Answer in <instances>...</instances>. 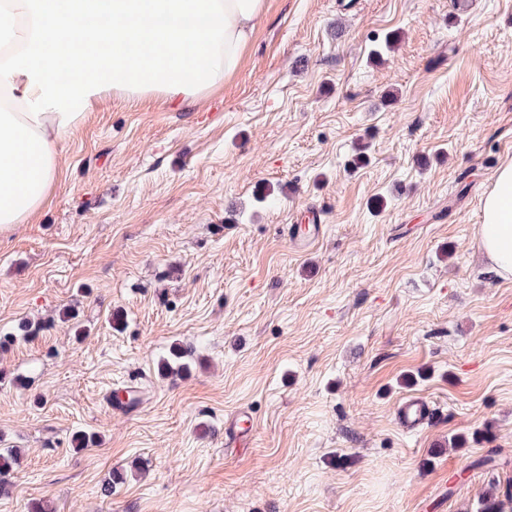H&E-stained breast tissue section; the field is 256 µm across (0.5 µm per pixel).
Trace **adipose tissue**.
I'll use <instances>...</instances> for the list:
<instances>
[{
	"label": "adipose tissue",
	"mask_w": 512,
	"mask_h": 512,
	"mask_svg": "<svg viewBox=\"0 0 512 512\" xmlns=\"http://www.w3.org/2000/svg\"><path fill=\"white\" fill-rule=\"evenodd\" d=\"M265 0H0V230L47 201L58 145L108 91L192 106L234 74ZM478 240L512 277V164Z\"/></svg>",
	"instance_id": "1"
}]
</instances>
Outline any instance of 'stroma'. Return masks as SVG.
Wrapping results in <instances>:
<instances>
[{"label":"stroma","instance_id":"1","mask_svg":"<svg viewBox=\"0 0 512 512\" xmlns=\"http://www.w3.org/2000/svg\"><path fill=\"white\" fill-rule=\"evenodd\" d=\"M452 2L266 0L199 105L107 92L65 136L47 205L0 232V512H475L512 486V278L477 242L512 0ZM312 209L303 255L284 228ZM176 344L191 369L161 377ZM130 382L144 406L112 413ZM413 393L438 413L407 434ZM308 224H289L287 228L288 243L297 253H308L320 241L324 233L322 214L318 211L308 214ZM17 459V450L14 448L0 449V496H8L11 493L13 482V466Z\"/></svg>","mask_w":512,"mask_h":512}]
</instances>
